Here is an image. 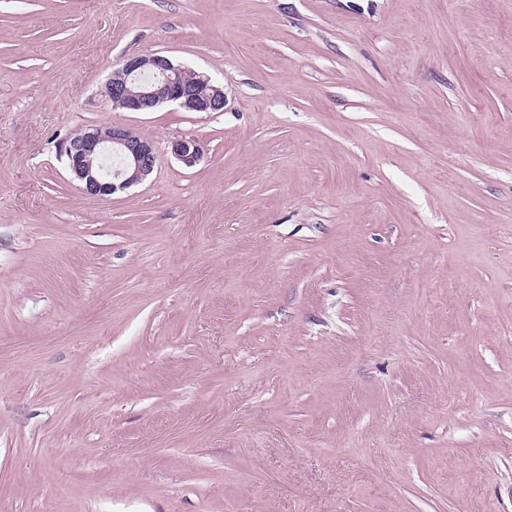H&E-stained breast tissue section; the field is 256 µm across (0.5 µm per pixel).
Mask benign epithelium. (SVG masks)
<instances>
[{"label":"benign epithelium","instance_id":"1","mask_svg":"<svg viewBox=\"0 0 512 512\" xmlns=\"http://www.w3.org/2000/svg\"><path fill=\"white\" fill-rule=\"evenodd\" d=\"M105 96L128 112H152L166 103L192 112H222L226 103L224 89L207 76L156 53L123 58L106 83ZM172 153L187 168L201 158L194 140L175 142ZM62 154L81 190L93 197L141 183L159 159L150 141L119 125L83 131L64 142Z\"/></svg>","mask_w":512,"mask_h":512}]
</instances>
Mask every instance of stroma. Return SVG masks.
I'll list each match as a JSON object with an SVG mask.
<instances>
[{
	"label": "stroma",
	"mask_w": 512,
	"mask_h": 512,
	"mask_svg": "<svg viewBox=\"0 0 512 512\" xmlns=\"http://www.w3.org/2000/svg\"><path fill=\"white\" fill-rule=\"evenodd\" d=\"M0 512H512V0H0ZM146 72L149 79L143 78ZM105 86V96L128 112H152L166 103L192 112H220L226 103L224 89L207 76L156 53L123 58ZM68 168L89 196L105 197L144 181L159 159L154 145L132 129L111 125L85 130L62 146ZM120 157V167L103 171L92 168L93 158ZM172 153L185 167H194L201 158V148L195 140H180L172 145Z\"/></svg>",
	"instance_id": "1"
}]
</instances>
